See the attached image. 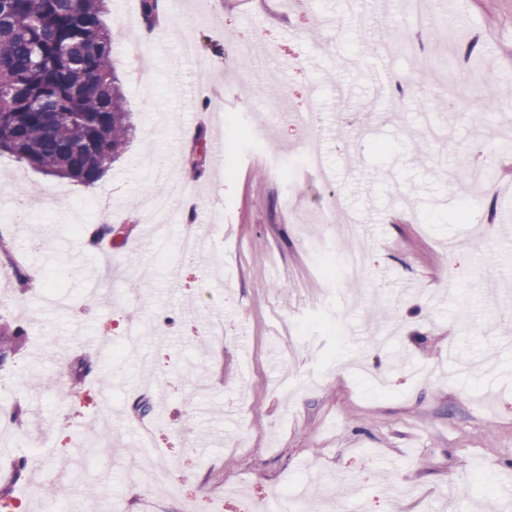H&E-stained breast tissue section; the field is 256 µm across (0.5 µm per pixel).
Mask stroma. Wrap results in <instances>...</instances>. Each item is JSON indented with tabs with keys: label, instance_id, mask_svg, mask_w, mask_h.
<instances>
[{
	"label": "stroma",
	"instance_id": "35a3bbf8",
	"mask_svg": "<svg viewBox=\"0 0 512 512\" xmlns=\"http://www.w3.org/2000/svg\"><path fill=\"white\" fill-rule=\"evenodd\" d=\"M183 2L134 61L126 33L137 0H107L113 60L136 131L95 187L0 153V218L33 273L48 274L66 299L59 307L43 289L19 293L0 274V318L26 331L0 379L41 373L51 381L37 390L18 386L13 404L23 417L0 444V480L41 441L51 456L9 487L26 495L29 512L45 503L38 484L56 486L63 499L120 496L124 512H181L178 499L130 481L120 457L81 456L72 474L54 465L55 457L81 455L76 441L102 412L108 378L118 430H130L137 400L161 408L156 453L201 512L211 505L243 512L259 499L273 512L278 496L292 491L304 494L307 512H340L355 498L365 512H512V321L486 323L504 301L477 285L488 274L512 292V223L496 221L512 211V196L490 208L473 205L457 219L454 176L473 166L477 148L493 150L512 130V0H457L456 33L476 36L478 54L500 64L470 66L455 112L441 83L423 72L425 54L451 52V45L427 43L422 53L390 58L393 82L366 141L353 132L371 105L372 49L392 31L417 36L410 13L391 8L364 35L361 0H296L287 12L275 0H210L201 7L208 23L198 27L190 16L195 0ZM186 39L208 62L211 84H201L196 60L183 57ZM245 42L296 62L265 97L249 91L265 72L239 71ZM340 74L358 88L346 107L334 92ZM397 81L403 93H395ZM213 89L223 100L204 108ZM489 94L501 109L475 123ZM283 99L292 110L318 102L330 130L319 146L336 169L335 190L357 218L371 220L363 239L368 280L341 284L317 315L307 304L320 276L307 248L324 227L285 207L282 194L307 200L318 190L304 176L283 189L269 169L271 153L294 154L307 143L282 121ZM231 108L251 115L234 176L207 163L191 177L197 135L226 137ZM391 173L405 188V205L394 202ZM157 185L166 199L194 194L209 265L182 251L177 216L145 207ZM100 194L111 197L128 230L127 243L108 256L71 233L73 224L101 222L100 214L77 209ZM24 195L39 196L41 209L19 221ZM159 222L158 239L139 245ZM190 302L224 326L208 349L184 316ZM136 317L152 322L139 355L99 364L83 391L69 395L63 384L87 346L121 341ZM301 324L310 345L295 337ZM364 352L384 376L385 392L342 369V360ZM440 364L446 377L428 383L410 373ZM316 374L320 384L286 396L284 381Z\"/></svg>",
	"mask_w": 512,
	"mask_h": 512
}]
</instances>
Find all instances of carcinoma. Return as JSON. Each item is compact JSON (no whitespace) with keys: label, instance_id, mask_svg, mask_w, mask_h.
<instances>
[{"label":"carcinoma","instance_id":"carcinoma-1","mask_svg":"<svg viewBox=\"0 0 512 512\" xmlns=\"http://www.w3.org/2000/svg\"><path fill=\"white\" fill-rule=\"evenodd\" d=\"M106 0H0V150L43 174L96 184L127 148L134 132L122 80L112 62ZM153 28L160 0H140ZM12 240L0 232V261L20 292L36 285L13 259ZM24 331L0 322V366L22 346ZM95 370L88 357L70 378L75 388Z\"/></svg>","mask_w":512,"mask_h":512}]
</instances>
